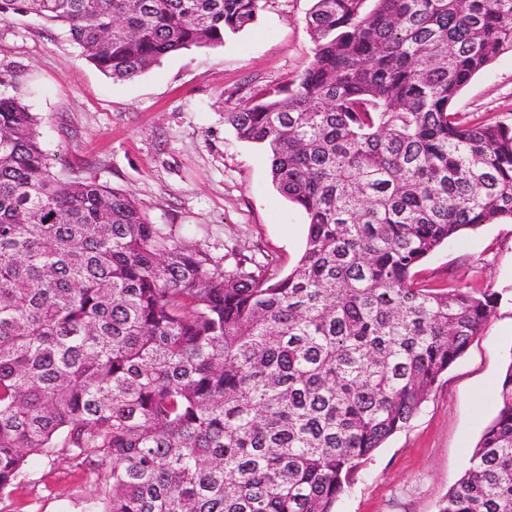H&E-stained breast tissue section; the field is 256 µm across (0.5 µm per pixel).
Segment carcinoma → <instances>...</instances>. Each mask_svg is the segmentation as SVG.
<instances>
[{
    "instance_id": "obj_1",
    "label": "carcinoma",
    "mask_w": 512,
    "mask_h": 512,
    "mask_svg": "<svg viewBox=\"0 0 512 512\" xmlns=\"http://www.w3.org/2000/svg\"><path fill=\"white\" fill-rule=\"evenodd\" d=\"M267 2L0 0V20L57 22L129 81ZM306 25L303 71L224 113L307 216L277 281L55 174L0 97V503L61 453L97 471L93 512H335L485 328L494 295L418 267L512 220V123L451 111L512 51V0H312ZM439 512H512V365Z\"/></svg>"
}]
</instances>
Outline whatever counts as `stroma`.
<instances>
[{"label": "stroma", "mask_w": 512, "mask_h": 512, "mask_svg": "<svg viewBox=\"0 0 512 512\" xmlns=\"http://www.w3.org/2000/svg\"><path fill=\"white\" fill-rule=\"evenodd\" d=\"M311 0H268L223 46L163 58L135 80L115 82L88 63L65 29L29 15L0 21V96L29 106L39 141L61 176L119 190L154 224L209 227L225 266L255 259L278 279L300 258L307 218L274 187L269 161L224 124L249 87L300 72L314 44ZM468 120H512V52L461 91ZM436 287L498 293L486 329L445 373L410 425L388 438L336 512H438L499 409L512 365V223L465 232L425 260ZM95 486L69 458L33 461L30 481L0 512H90Z\"/></svg>", "instance_id": "35a3bbf8"}]
</instances>
